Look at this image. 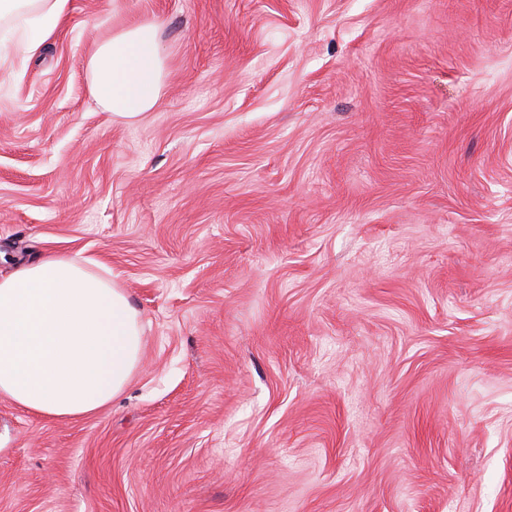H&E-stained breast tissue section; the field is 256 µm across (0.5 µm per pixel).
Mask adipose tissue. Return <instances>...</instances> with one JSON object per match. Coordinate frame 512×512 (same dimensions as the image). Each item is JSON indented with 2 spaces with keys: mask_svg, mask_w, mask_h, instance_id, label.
Masks as SVG:
<instances>
[{
  "mask_svg": "<svg viewBox=\"0 0 512 512\" xmlns=\"http://www.w3.org/2000/svg\"><path fill=\"white\" fill-rule=\"evenodd\" d=\"M70 0H0V26L37 54ZM91 93L127 122L152 111L166 77L156 24L119 31L87 60ZM141 356L124 288L78 258L53 254L0 275V396L32 414L78 418L111 404Z\"/></svg>",
  "mask_w": 512,
  "mask_h": 512,
  "instance_id": "adipose-tissue-1",
  "label": "adipose tissue"
}]
</instances>
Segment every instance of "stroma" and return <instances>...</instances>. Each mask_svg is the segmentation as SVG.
Instances as JSON below:
<instances>
[{
    "mask_svg": "<svg viewBox=\"0 0 512 512\" xmlns=\"http://www.w3.org/2000/svg\"><path fill=\"white\" fill-rule=\"evenodd\" d=\"M144 21L124 122L87 59ZM55 253L141 363L0 396V512H512V0H71L0 49V273ZM164 57L154 23L123 29L101 42L87 60L95 101L127 122L152 111L166 77Z\"/></svg>",
    "mask_w": 512,
    "mask_h": 512,
    "instance_id": "obj_1",
    "label": "stroma"
}]
</instances>
